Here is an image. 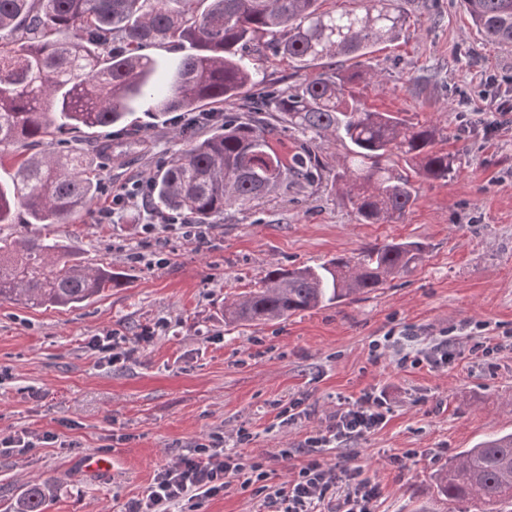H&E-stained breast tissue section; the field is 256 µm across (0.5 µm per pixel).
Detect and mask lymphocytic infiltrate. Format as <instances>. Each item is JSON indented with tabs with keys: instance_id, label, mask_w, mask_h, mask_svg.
Returning <instances> with one entry per match:
<instances>
[{
	"instance_id": "1",
	"label": "lymphocytic infiltrate",
	"mask_w": 512,
	"mask_h": 512,
	"mask_svg": "<svg viewBox=\"0 0 512 512\" xmlns=\"http://www.w3.org/2000/svg\"><path fill=\"white\" fill-rule=\"evenodd\" d=\"M385 401L379 397L339 406L324 428L306 438L311 453L283 486L269 488L265 506L269 512H372L380 487L356 467H334L314 456L313 451L343 445L364 436L385 421ZM224 440L213 437L191 445L187 454L160 470L145 497L131 502L125 512H171L173 506L197 507L199 501L221 495L232 485L249 488L264 480L262 462L245 460L223 448Z\"/></svg>"
}]
</instances>
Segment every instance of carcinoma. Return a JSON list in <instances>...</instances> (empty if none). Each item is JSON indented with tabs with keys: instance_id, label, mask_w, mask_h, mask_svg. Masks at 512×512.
<instances>
[{
	"instance_id": "cac0c4a2",
	"label": "carcinoma",
	"mask_w": 512,
	"mask_h": 512,
	"mask_svg": "<svg viewBox=\"0 0 512 512\" xmlns=\"http://www.w3.org/2000/svg\"><path fill=\"white\" fill-rule=\"evenodd\" d=\"M323 0H0V160L13 149L57 144L58 135L126 122L134 106L199 112L205 104H233L262 83L257 61L269 53L297 69L320 68L287 90L271 85L249 95L246 111L205 114L213 132L181 130V150L152 182V204L212 224L231 206L245 207L271 194L322 179L319 138L350 144L336 179L362 224L402 217L416 201L409 175L385 164L406 157L411 170L448 182L457 157L436 148L440 129L398 112L368 110L353 85L366 72L348 73L336 58H362L397 38L408 21L400 0H360L358 9L322 8ZM491 43L512 46V0H460ZM189 43L193 51L165 71L144 50ZM275 112L273 123L263 114ZM302 134L292 153L275 149L288 129ZM98 183L81 150L48 151L17 161L0 180V224H14L18 209L28 224H68L92 214ZM425 246L391 241L357 256H336L320 266L275 268L260 286L224 306L231 323L269 322L340 304L413 272ZM70 247L49 237L0 238V302L31 308L75 307L120 279L119 273L70 259ZM448 501L512 505V433L459 452L436 477ZM51 485L26 487L14 512H46Z\"/></svg>"
}]
</instances>
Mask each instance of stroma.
I'll use <instances>...</instances> for the list:
<instances>
[{"instance_id":"obj_1","label":"stroma","mask_w":512,"mask_h":512,"mask_svg":"<svg viewBox=\"0 0 512 512\" xmlns=\"http://www.w3.org/2000/svg\"><path fill=\"white\" fill-rule=\"evenodd\" d=\"M402 6L410 25L395 41L360 62L339 60L371 74L358 87L367 108L435 124L438 149L461 155L454 179H415L416 201L402 220L358 223L336 180L347 148L328 138L317 148L321 183L226 209L204 246L154 228L146 204L100 223L113 193L151 182L185 146L176 125L141 107L134 118L147 149L127 151L116 127L113 160H93L95 215L0 227L65 241L75 258L124 276L73 309L0 302V432L56 437L0 453V512L44 479L54 489L47 512H124L157 469L213 435L263 461L273 486L291 478L296 448L339 404L368 392L387 399L383 427L316 456L378 482L375 512H458L440 498L435 474L458 452L512 432V347L486 358L469 352L483 337L512 336V123L485 129L496 109L512 105V47L487 43L459 0ZM392 240L425 245L415 272L355 301L225 325V302L254 290L268 270L316 266ZM108 332L112 362L89 344ZM443 340L457 351L448 366L399 365ZM130 347L135 355L124 358ZM294 400L302 413L282 422L279 411ZM103 448L111 471L85 473L84 457ZM199 512L266 507L235 484Z\"/></svg>"}]
</instances>
